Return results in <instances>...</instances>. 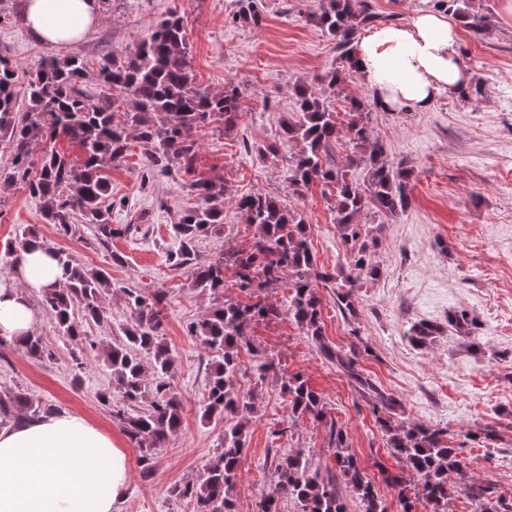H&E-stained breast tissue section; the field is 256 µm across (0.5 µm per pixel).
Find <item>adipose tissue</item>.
Here are the masks:
<instances>
[{
	"label": "adipose tissue",
	"mask_w": 512,
	"mask_h": 512,
	"mask_svg": "<svg viewBox=\"0 0 512 512\" xmlns=\"http://www.w3.org/2000/svg\"><path fill=\"white\" fill-rule=\"evenodd\" d=\"M19 16L50 47L86 40L101 18L97 0H19ZM357 56L359 76L390 108L425 110L472 78L454 25L432 12L369 29ZM62 279L50 245L28 247L14 276L0 281V337L31 335L39 324L31 293ZM128 481L124 450L83 414L63 411L0 429V512H112Z\"/></svg>",
	"instance_id": "obj_1"
}]
</instances>
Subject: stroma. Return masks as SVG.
<instances>
[{
    "mask_svg": "<svg viewBox=\"0 0 512 512\" xmlns=\"http://www.w3.org/2000/svg\"><path fill=\"white\" fill-rule=\"evenodd\" d=\"M321 0H263L262 24L231 23L232 0H114L100 25L70 53L83 56L88 72L82 83L96 96L98 65L105 56L123 53L169 12L183 17L192 48L196 86L220 93L236 86L242 116L232 129L201 125L197 176L223 180L224 231L198 243L209 259L230 247L248 245L254 229L244 224L236 197L260 192L295 210L310 226L311 249L319 267L333 270L347 251L335 221V191L321 183L302 196L288 186L287 159L297 142L279 138L282 122L297 110L291 94L300 80L317 82L340 65L334 41L309 13ZM471 8L488 16L487 35L460 30L458 50L465 64L485 85L483 98L467 101L441 95L424 111L375 109L371 139L380 141L388 159L412 173L411 203L396 221L381 224L377 214L363 212L360 221L380 225L377 279L363 282L356 320H345L331 289H321L324 332L343 350H356L364 373L402 401L409 418L451 433L492 425L500 434L496 446L467 442L461 450L467 472L492 482L512 497V21L501 17L500 0H471ZM54 50L35 40L19 19L0 22V57L19 71L35 67ZM146 146L130 148L109 172L115 233L107 243L96 241L90 225L77 223L71 236L42 219L40 208L19 184L0 183V245L13 241L20 225L34 224L41 238L72 253L78 263L108 271L113 285L106 296L108 315L85 327L94 348L85 350L84 367L75 370L70 342L58 336L41 307L37 335L53 351L39 360L19 351L13 342L0 347V393L24 389L48 400L57 410L77 412L111 433L128 458L129 485L115 512H192L189 500L176 497L177 486L198 480L221 453L224 422L203 420L200 405L215 361L214 353L185 333L187 322L200 319L217 305L216 296L194 288L187 268L171 265L176 247L174 226L180 213L195 206L192 176L178 171L149 181L140 178ZM163 290L164 337L174 364L171 383L183 402V421L144 474L140 452L130 444L110 407L99 394L116 392L104 362L107 345L123 338L133 321L124 290ZM467 311L474 319L481 347L467 348L448 326L449 316ZM426 320L441 332L425 346L411 342L412 324ZM254 346L275 354L289 372L301 373L324 399L328 417L343 425L352 451L366 475L379 487L387 512H402L387 474L400 464L363 400L346 377L337 373L289 315L254 322ZM242 392L253 394L255 411L248 423L246 451L235 490L237 512H256L261 498L274 490L278 456L304 450L312 468L334 467L325 423L304 417L273 436L277 424L289 421L288 398L276 377L254 387L241 377Z\"/></svg>",
    "mask_w": 512,
    "mask_h": 512,
    "instance_id": "obj_1",
    "label": "stroma"
}]
</instances>
